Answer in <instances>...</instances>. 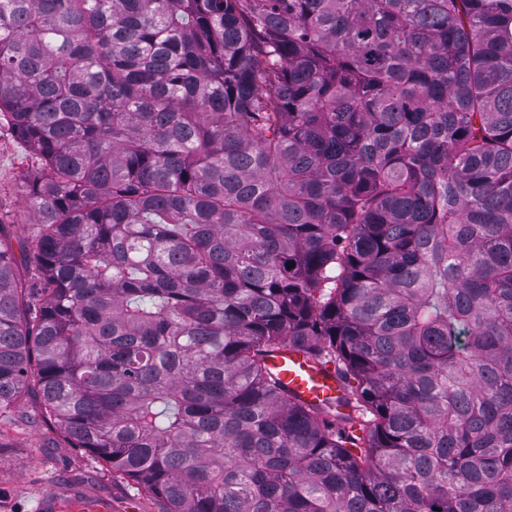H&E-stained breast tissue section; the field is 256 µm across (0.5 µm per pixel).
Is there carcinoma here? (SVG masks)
Instances as JSON below:
<instances>
[{"label": "carcinoma", "instance_id": "obj_1", "mask_svg": "<svg viewBox=\"0 0 512 512\" xmlns=\"http://www.w3.org/2000/svg\"><path fill=\"white\" fill-rule=\"evenodd\" d=\"M0 120V415L163 512H512V0H0ZM0 141L5 143L7 154L1 151L0 159V222L6 229L21 238L27 249L29 273L35 274L34 251L36 228L29 208L26 182L42 167L40 158L30 152L12 134L6 124H1ZM267 365L277 373L291 398L308 403H333L341 393V382L333 367H322L290 345L278 349Z\"/></svg>", "mask_w": 512, "mask_h": 512}]
</instances>
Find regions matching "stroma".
<instances>
[{"label": "stroma", "instance_id": "stroma-1", "mask_svg": "<svg viewBox=\"0 0 512 512\" xmlns=\"http://www.w3.org/2000/svg\"><path fill=\"white\" fill-rule=\"evenodd\" d=\"M0 223L34 251L36 227L26 183L42 166L12 134L0 127ZM40 394H26L14 418H0V512H55L73 499L104 512H163L154 496L125 478L113 476L110 465L83 448L72 447L54 424L41 419Z\"/></svg>", "mask_w": 512, "mask_h": 512}]
</instances>
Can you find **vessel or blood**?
<instances>
[{
	"label": "vessel or blood",
	"instance_id": "b4317fda",
	"mask_svg": "<svg viewBox=\"0 0 512 512\" xmlns=\"http://www.w3.org/2000/svg\"><path fill=\"white\" fill-rule=\"evenodd\" d=\"M290 397L308 403H332L341 393V382L333 367L321 366L303 351L286 345L268 360Z\"/></svg>",
	"mask_w": 512,
	"mask_h": 512
}]
</instances>
